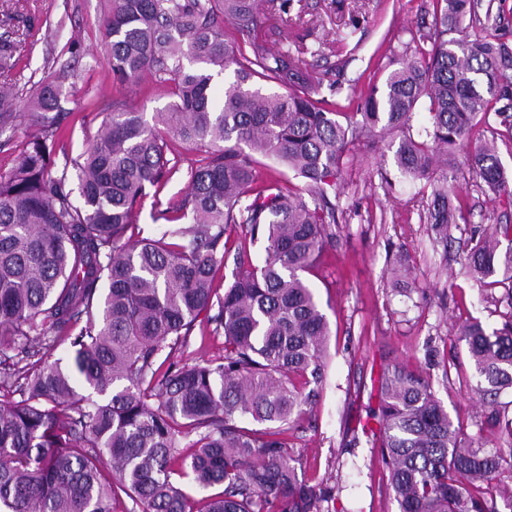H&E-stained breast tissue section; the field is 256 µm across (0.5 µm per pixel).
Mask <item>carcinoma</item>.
I'll return each mask as SVG.
<instances>
[{
  "instance_id": "obj_1",
  "label": "carcinoma",
  "mask_w": 512,
  "mask_h": 512,
  "mask_svg": "<svg viewBox=\"0 0 512 512\" xmlns=\"http://www.w3.org/2000/svg\"><path fill=\"white\" fill-rule=\"evenodd\" d=\"M264 2L112 0L102 18L109 72L121 83L171 80L177 101L149 119L110 113L87 151L55 172L68 67L23 102L0 87V135L22 104L36 129L0 174V512H113L120 491L128 512H330L333 488L300 477L282 434L323 390L331 330L301 273L332 237L329 190L350 145L378 128L405 133L396 166L431 182L426 223L442 242L448 225L467 221L448 195L461 151L476 187L512 208L497 145L512 138L507 0H434L432 22L412 33L431 49L390 59L384 87L351 113L317 97L298 56L267 46L274 13ZM12 20H0L1 72L17 64ZM229 68L235 78L217 95L214 76ZM255 79L288 92L266 94ZM421 110L429 125L414 137ZM480 119L490 136L472 148ZM177 143L196 152L178 223L135 239L128 230L146 190L181 172ZM264 158L282 169L262 173ZM231 228L265 239L266 256L253 265L240 251L220 294L214 275ZM511 233L497 224L469 239L476 280L512 290V247L500 241ZM202 314L224 333V356L170 361ZM458 336L477 391L496 402L512 389V322L491 334L466 323ZM65 341L71 358L51 359ZM377 391L376 447L399 512H500V500L512 512L498 483L512 469V418L493 409L485 420L507 436L505 455L474 446L403 366H385ZM184 478L208 494L189 501L177 487Z\"/></svg>"
}]
</instances>
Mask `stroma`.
<instances>
[{
    "instance_id": "1",
    "label": "stroma",
    "mask_w": 512,
    "mask_h": 512,
    "mask_svg": "<svg viewBox=\"0 0 512 512\" xmlns=\"http://www.w3.org/2000/svg\"><path fill=\"white\" fill-rule=\"evenodd\" d=\"M106 9V0H0V15L28 22L17 38L19 64L0 73V86L24 96L52 64L70 67L62 100L68 117L54 156L60 166L84 153L113 110L152 113L175 100L169 81H113L100 24ZM432 12L433 0H289L274 20L269 46L298 51L319 78L321 96L353 112L362 92L384 85L390 58L415 52L411 31ZM399 140V133L386 132L351 147L336 188L334 238L303 274L331 328L327 380L320 399L283 438L303 478L334 487L331 512H398L374 446L379 424L368 416L385 364L406 366L428 381L476 444L506 445L500 431L483 424L488 407L476 393L478 377L455 328L478 321L493 331L512 320L506 288L475 281L462 252L473 234L512 224V208L481 193L460 167L453 186L467 220L450 226L451 244L437 242L423 219L430 188L402 176L394 163ZM187 186L182 173L160 194H147L134 231L144 237L164 231L168 223L159 210L176 209ZM223 353V334L199 323L175 358L196 363Z\"/></svg>"
}]
</instances>
